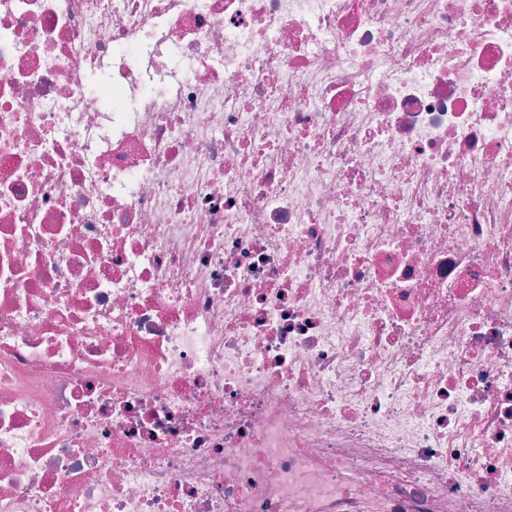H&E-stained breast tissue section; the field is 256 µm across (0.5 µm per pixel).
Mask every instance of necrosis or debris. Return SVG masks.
Masks as SVG:
<instances>
[{
  "mask_svg": "<svg viewBox=\"0 0 512 512\" xmlns=\"http://www.w3.org/2000/svg\"><path fill=\"white\" fill-rule=\"evenodd\" d=\"M0 512H512V0H0Z\"/></svg>",
  "mask_w": 512,
  "mask_h": 512,
  "instance_id": "4bbe7bcc",
  "label": "necrosis or debris"
}]
</instances>
